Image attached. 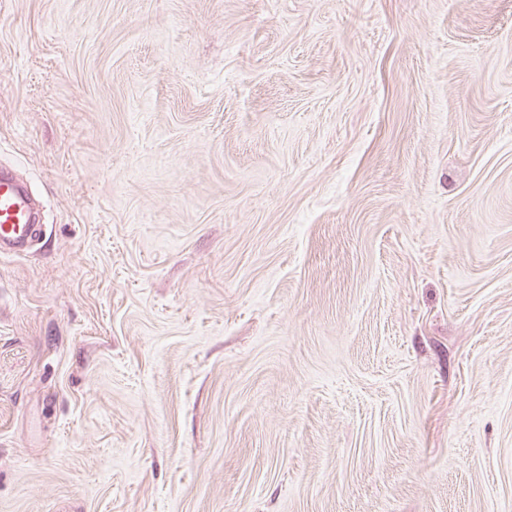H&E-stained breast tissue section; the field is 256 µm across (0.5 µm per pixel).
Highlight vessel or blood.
Returning a JSON list of instances; mask_svg holds the SVG:
<instances>
[{
	"label": "vessel or blood",
	"mask_w": 512,
	"mask_h": 512,
	"mask_svg": "<svg viewBox=\"0 0 512 512\" xmlns=\"http://www.w3.org/2000/svg\"><path fill=\"white\" fill-rule=\"evenodd\" d=\"M34 232L32 197L8 170L0 171V257L25 253Z\"/></svg>",
	"instance_id": "vessel-or-blood-1"
}]
</instances>
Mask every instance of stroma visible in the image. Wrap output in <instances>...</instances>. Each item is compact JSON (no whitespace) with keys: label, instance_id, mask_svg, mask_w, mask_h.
I'll return each mask as SVG.
<instances>
[{"label":"stroma","instance_id":"obj_1","mask_svg":"<svg viewBox=\"0 0 512 512\" xmlns=\"http://www.w3.org/2000/svg\"><path fill=\"white\" fill-rule=\"evenodd\" d=\"M0 512H512V0H0ZM32 197L14 175L0 171V257L24 254L34 232Z\"/></svg>","mask_w":512,"mask_h":512}]
</instances>
